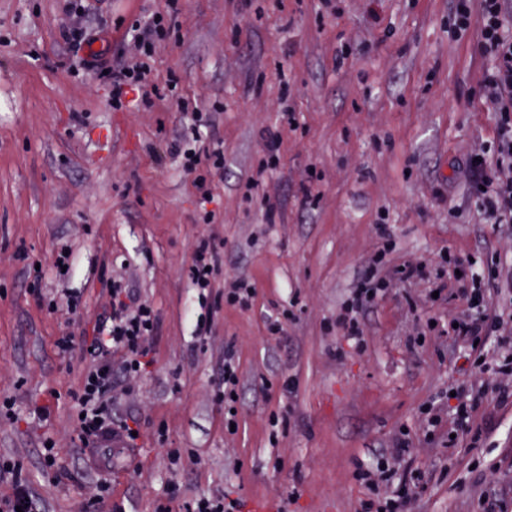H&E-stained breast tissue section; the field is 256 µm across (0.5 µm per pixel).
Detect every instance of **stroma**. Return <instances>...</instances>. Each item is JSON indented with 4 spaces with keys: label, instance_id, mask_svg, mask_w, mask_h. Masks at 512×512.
<instances>
[{
    "label": "stroma",
    "instance_id": "obj_1",
    "mask_svg": "<svg viewBox=\"0 0 512 512\" xmlns=\"http://www.w3.org/2000/svg\"><path fill=\"white\" fill-rule=\"evenodd\" d=\"M178 3L177 34L148 61L152 83L177 77L176 96L116 111L110 82L66 38L74 8H92V49L112 64L137 60L128 28L169 0H0V397L17 400L16 419H0V456L24 462L41 512H84L103 483L126 512H180L217 490L241 512L257 499L266 512H362L357 467L405 430L426 485L408 487L405 512H512V406L486 398L478 438L460 421L497 362H473L444 333L468 312L465 280L512 272V224L483 218L462 171L497 119L478 95L474 40L448 31L451 0ZM271 131L279 162L263 172ZM177 142L223 152V167L200 169L210 203ZM204 238L221 266L202 294L188 269ZM64 247L66 278L53 265ZM380 251L384 274L421 264L425 275L395 282L354 341L336 317ZM118 274L159 329L152 364L112 407L139 437L102 470L74 444L68 394L84 363L55 341L92 332ZM239 278L256 290L247 309L224 301ZM437 279L448 299L433 297ZM65 290L81 294L80 315L46 307ZM228 346L239 376L229 410ZM447 388L455 397L427 442L423 410ZM54 395L47 420L29 416ZM44 434L58 458L48 472Z\"/></svg>",
    "mask_w": 512,
    "mask_h": 512
}]
</instances>
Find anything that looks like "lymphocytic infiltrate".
Masks as SVG:
<instances>
[{
    "label": "lymphocytic infiltrate",
    "instance_id": "obj_1",
    "mask_svg": "<svg viewBox=\"0 0 512 512\" xmlns=\"http://www.w3.org/2000/svg\"><path fill=\"white\" fill-rule=\"evenodd\" d=\"M451 4V34L460 39L476 34L478 50L486 61L479 90L483 98L494 104L498 114L494 143L488 151L468 156L466 177L472 189L482 195L481 208L486 219L511 224L512 0H451ZM171 28V20L152 16L133 27L131 38L144 58L108 69L106 77L112 82V99L116 105H123L129 92L142 89L148 70L145 59L152 55L155 39L166 38ZM386 287V282L376 279L374 272H367L352 298L344 303L339 318L348 336H360V311ZM111 298V323L97 324L93 335L80 339L68 335L56 342L61 356L77 352L90 362L80 390L71 395L80 415L77 440L85 451L105 447L115 437L124 447L134 445L132 425L112 423L109 417L112 394L122 379L142 374L153 361V338L157 330L153 308L140 302L132 289L117 282L112 285ZM413 464L408 441L396 439L391 448L383 450L375 467L360 470L359 477L371 492L363 504V512H403L402 493L381 498L377 491L380 483L394 474H412ZM4 480L9 482L10 491L0 496V512H39V503L31 492L22 462L0 459V481Z\"/></svg>",
    "mask_w": 512,
    "mask_h": 512
}]
</instances>
